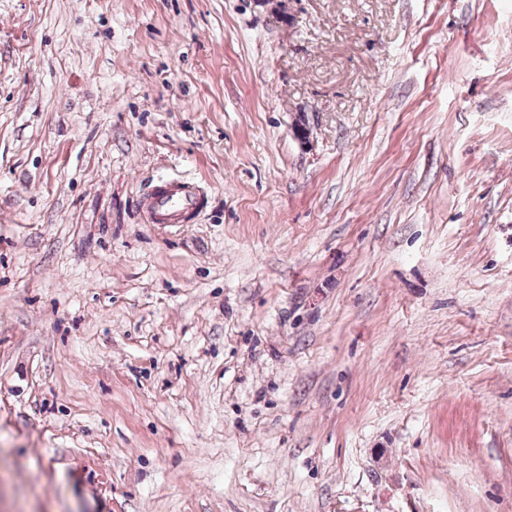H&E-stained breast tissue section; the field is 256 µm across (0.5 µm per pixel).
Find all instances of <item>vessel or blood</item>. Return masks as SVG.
<instances>
[{
  "instance_id": "obj_1",
  "label": "vessel or blood",
  "mask_w": 512,
  "mask_h": 512,
  "mask_svg": "<svg viewBox=\"0 0 512 512\" xmlns=\"http://www.w3.org/2000/svg\"><path fill=\"white\" fill-rule=\"evenodd\" d=\"M203 204L199 188L190 181L172 179L152 187L144 200L151 223L182 224Z\"/></svg>"
}]
</instances>
